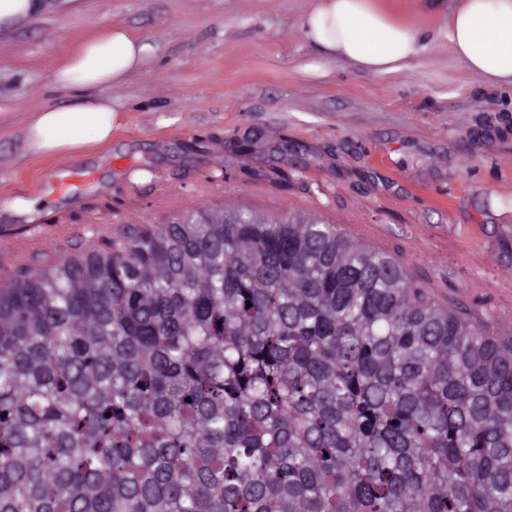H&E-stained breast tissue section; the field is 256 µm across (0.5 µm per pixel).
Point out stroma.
Instances as JSON below:
<instances>
[{"label":"stroma","mask_w":512,"mask_h":512,"mask_svg":"<svg viewBox=\"0 0 512 512\" xmlns=\"http://www.w3.org/2000/svg\"><path fill=\"white\" fill-rule=\"evenodd\" d=\"M454 2L393 0L424 43L383 75L305 38L310 0H42L1 25L0 282L187 209L305 213L380 226L434 300L512 332V88L455 61ZM114 25L151 57L99 91L120 112L111 143L31 157L29 113L80 99L53 77ZM73 166L93 176L77 204L48 189Z\"/></svg>","instance_id":"1"}]
</instances>
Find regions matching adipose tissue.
Instances as JSON below:
<instances>
[{
    "label": "adipose tissue",
    "mask_w": 512,
    "mask_h": 512,
    "mask_svg": "<svg viewBox=\"0 0 512 512\" xmlns=\"http://www.w3.org/2000/svg\"><path fill=\"white\" fill-rule=\"evenodd\" d=\"M301 28L330 57L374 74L400 71L421 49L414 23L396 19L381 0H311ZM448 46L460 66L488 86H512V0H458L448 12ZM149 45L116 26L81 46L55 74L63 87L96 89L127 78L150 57ZM119 113L106 98L33 112L27 147L37 156L86 153L112 140Z\"/></svg>",
    "instance_id": "adipose-tissue-1"
}]
</instances>
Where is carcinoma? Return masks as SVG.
Here are the masks:
<instances>
[{
	"label": "carcinoma",
	"instance_id": "carcinoma-1",
	"mask_svg": "<svg viewBox=\"0 0 512 512\" xmlns=\"http://www.w3.org/2000/svg\"><path fill=\"white\" fill-rule=\"evenodd\" d=\"M0 512H512V335L316 216L123 230L0 286Z\"/></svg>",
	"mask_w": 512,
	"mask_h": 512
}]
</instances>
